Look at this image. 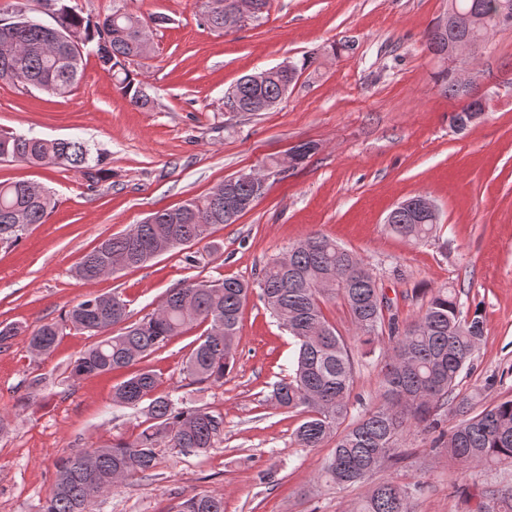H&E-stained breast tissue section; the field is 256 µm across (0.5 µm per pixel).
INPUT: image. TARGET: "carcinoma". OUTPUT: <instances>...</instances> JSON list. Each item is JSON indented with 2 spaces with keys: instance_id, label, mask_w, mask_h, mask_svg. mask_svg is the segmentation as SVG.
<instances>
[{
  "instance_id": "1",
  "label": "carcinoma",
  "mask_w": 512,
  "mask_h": 512,
  "mask_svg": "<svg viewBox=\"0 0 512 512\" xmlns=\"http://www.w3.org/2000/svg\"><path fill=\"white\" fill-rule=\"evenodd\" d=\"M53 3V23L49 25L35 17L20 20L0 13V39L9 36L13 42L11 59L0 58V79L66 97L80 80L85 53L90 50L131 105L148 107L150 96L131 70L132 58L141 54L133 31L135 15L113 12L94 19L83 16L71 0ZM504 3L512 8V0H448L450 10L481 15L482 25L472 32L450 24L443 40L451 43L469 37L481 47V32L499 27L496 11ZM74 35L81 39L80 50L71 45ZM309 64L307 58L295 62L292 74H276L259 90L239 81L236 95L247 102L257 96L276 99L283 81H296ZM0 159L78 171L92 169L90 149L78 138L49 139L1 131ZM261 177L257 174L249 185L234 183V194L260 198L264 194ZM54 207L52 196L39 186L25 181L0 182V246L10 247L31 226L46 223ZM391 214L389 231L413 242L429 239L440 224L438 217H418L409 205H398ZM151 217L155 222L145 220L102 241L83 257L76 275L91 281L89 272L96 267L111 273L138 267L160 254L206 239L218 224L237 220L224 210L222 182L201 199L158 210ZM255 289L297 346L292 373L273 384L269 401L278 409L303 416L295 431L301 447L317 448L336 439L319 477L342 486L364 481L401 459L402 439L412 429L437 428V412L445 405L458 416L451 430L438 438L449 457L463 463L512 464V399L473 415V397L456 392L484 335L482 311L463 310L457 295L446 288L431 289L422 312L401 327L377 305L380 288L374 268L319 233L299 240L287 255L267 263L253 283L237 278L184 281L169 289L158 308L139 322L127 323V302L120 296L91 295L73 305L60 320L44 322L31 331L28 347L49 355L68 329L102 336L71 364V375L80 378L126 368L188 327L205 323L207 328L182 371L199 382L222 384L234 361L243 307ZM336 299L348 308L355 335L362 343L380 340L383 328L389 329L380 402L355 416L349 402L354 355L323 310L325 303ZM157 384V374L142 369L115 387L114 401L121 407L149 401L145 427L131 441L92 444L61 458L42 512H96L99 498L135 475H151L162 444L186 454L214 447L223 420L189 405L183 396L154 395ZM410 496V487L385 480L362 500L356 512H413ZM176 512H224V496L196 493L184 499ZM478 512H512V489L492 491V499L482 503Z\"/></svg>"
}]
</instances>
